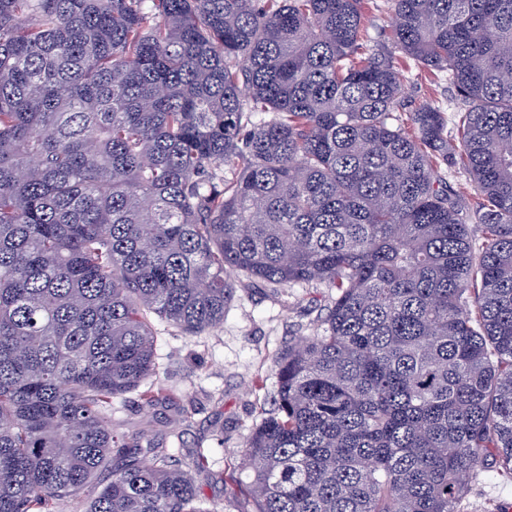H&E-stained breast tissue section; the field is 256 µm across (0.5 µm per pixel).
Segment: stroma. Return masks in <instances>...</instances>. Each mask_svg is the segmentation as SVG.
<instances>
[{
  "label": "stroma",
  "mask_w": 512,
  "mask_h": 512,
  "mask_svg": "<svg viewBox=\"0 0 512 512\" xmlns=\"http://www.w3.org/2000/svg\"><path fill=\"white\" fill-rule=\"evenodd\" d=\"M331 297L322 288H292L273 294L263 283L244 280L224 312L223 324L187 335L164 322L156 324L153 383L165 406H145L137 392L112 401L120 431L132 432L141 419L156 416L176 455L203 449L209 471L196 475L205 512H251L243 498L222 481L229 464L240 461L245 438L261 414L264 394L257 381L273 384L272 359L310 329L317 307ZM458 512H512V478L490 467L469 478Z\"/></svg>",
  "instance_id": "stroma-1"
}]
</instances>
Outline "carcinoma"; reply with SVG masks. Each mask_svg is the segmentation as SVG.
Segmentation results:
<instances>
[{"label":"carcinoma","instance_id":"cac0c4a2","mask_svg":"<svg viewBox=\"0 0 512 512\" xmlns=\"http://www.w3.org/2000/svg\"><path fill=\"white\" fill-rule=\"evenodd\" d=\"M0 0V512H204L112 399L235 276L336 294L273 359L252 512H457L512 476V0ZM457 107L403 111L401 58ZM466 175L477 201L448 177ZM458 512H512V478L491 467L469 478ZM110 468L104 470L98 476V479L94 482L87 485L85 488L84 494L79 499H75L73 501H63L58 505V512H84L89 501L95 496L98 485L97 482L101 480H106L109 476Z\"/></svg>","mask_w":512,"mask_h":512}]
</instances>
